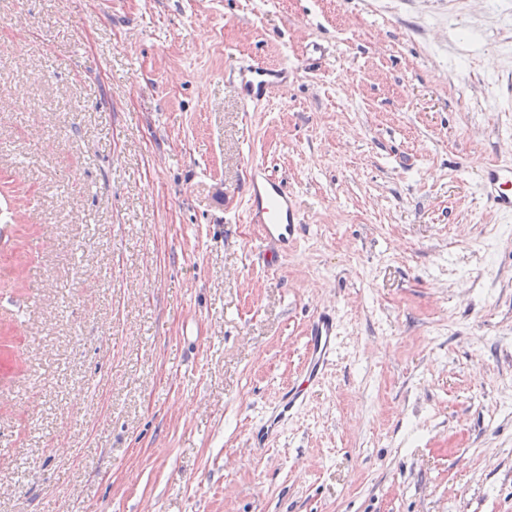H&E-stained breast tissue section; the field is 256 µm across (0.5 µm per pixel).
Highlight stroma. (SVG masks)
<instances>
[{
  "instance_id": "35a3bbf8",
  "label": "stroma",
  "mask_w": 512,
  "mask_h": 512,
  "mask_svg": "<svg viewBox=\"0 0 512 512\" xmlns=\"http://www.w3.org/2000/svg\"><path fill=\"white\" fill-rule=\"evenodd\" d=\"M509 161L512 0H0V512H512ZM287 77L286 69L261 65H249L237 71L240 90L250 104L260 102L272 89L283 86ZM245 213L250 224H260L263 240L272 246V262L296 240L302 221L297 202L284 183L261 164L249 167ZM482 188L489 202L503 213H512V166L497 164L484 169ZM307 353L302 371L281 393L265 418L252 427L249 440L253 448L265 449L275 441L288 419L304 404L309 390L316 385L336 349V317L329 311L317 314L308 325Z\"/></svg>"
}]
</instances>
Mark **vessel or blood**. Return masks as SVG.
Listing matches in <instances>:
<instances>
[{
  "mask_svg": "<svg viewBox=\"0 0 512 512\" xmlns=\"http://www.w3.org/2000/svg\"><path fill=\"white\" fill-rule=\"evenodd\" d=\"M288 72L283 68L250 65L239 69L237 80L244 99L255 104L272 89L283 86ZM482 188L489 202L499 211L512 213V166L497 164L484 169ZM249 223L260 225L262 238L272 254L287 251L301 224V214L294 196L284 183L267 173L263 165L249 168V187L245 207ZM307 353L302 371L281 393L265 418L252 427V447L264 449L275 441L288 419L304 404L309 390L316 385L331 362L336 349L337 325L333 313L323 311L308 325Z\"/></svg>",
  "mask_w": 512,
  "mask_h": 512,
  "instance_id": "b4317fda",
  "label": "vessel or blood"
}]
</instances>
